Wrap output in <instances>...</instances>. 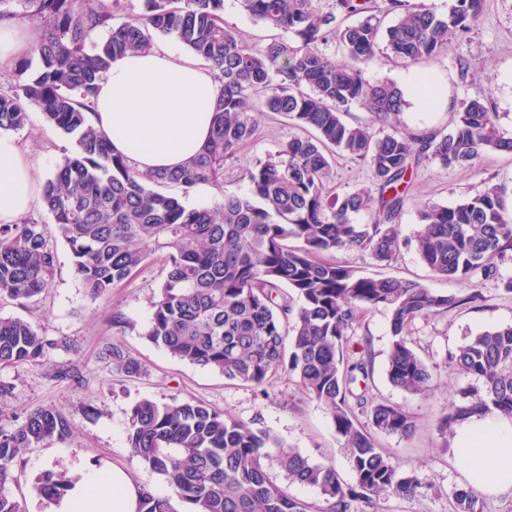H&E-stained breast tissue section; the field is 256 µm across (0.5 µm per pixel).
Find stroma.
Masks as SVG:
<instances>
[{"label":"stroma","instance_id":"35a3bbf8","mask_svg":"<svg viewBox=\"0 0 512 512\" xmlns=\"http://www.w3.org/2000/svg\"><path fill=\"white\" fill-rule=\"evenodd\" d=\"M460 58L467 61V69L457 66ZM364 73L369 81L390 80L403 90L407 104L394 121L397 128L448 132L460 104L478 97L494 107L502 126L511 130L512 0H486L472 30L454 39L448 52L437 58L406 64L382 57L366 66ZM423 74L431 77L441 92L440 99L427 109L412 85L413 78ZM299 133V128L281 115L259 114L253 138L224 165L225 190L249 194L250 187L241 177L243 168L275 157ZM17 136L28 154L41 162L46 176L61 162L68 146L37 111L30 113ZM370 183L366 164L336 156L327 184L330 193L342 194ZM495 183L506 186V201L512 204V154L490 153L468 168L422 159L410 183L408 201L396 219L402 238L409 241L398 261L384 267L367 252L339 250L330 256L336 264L353 267L363 275L411 279L433 293L463 300L445 313L416 319L408 331L409 344L432 373L431 388L424 395L406 393L388 381L387 357L393 338L387 309L365 312L351 336L350 356L369 365L368 399L403 407L416 421L412 436L377 432L375 444L403 473L416 475L423 484L415 497L383 496L371 507L359 502L357 512H457L454 492L465 487L466 481L455 462L452 437L440 435L437 426L449 401L461 400L464 391L482 389L483 383L456 371L448 356L478 332L512 325V293L504 287L512 279V257L499 261L497 278L469 285L433 273L410 241L419 226V205L433 202L451 207ZM49 245L56 253L57 265L52 284L39 301L23 309L9 299L0 300V315L30 319L48 338L59 342L39 363L0 368V427L10 428L16 418L34 409L53 407L67 415L72 429L66 439L29 449L15 463V480L8 490L24 512H48V504L35 491L41 474L69 475L78 464L96 469L117 466L137 488L170 494L167 479L135 457L128 443L131 409L143 399L161 404L189 399L204 402L266 431L311 461L335 466L343 482L353 483L349 452L327 407L308 396L296 378L284 376L257 388L180 361L146 340L143 332L162 277L159 259H151L108 297L93 301L80 286L67 246L56 238L50 239ZM473 292L478 293V300L467 302V295ZM116 310L125 317L124 324L117 327L112 324ZM112 343L141 362L144 374L129 377L113 369L102 357L103 349ZM68 367L78 371V380L59 377V370Z\"/></svg>","mask_w":512,"mask_h":512}]
</instances>
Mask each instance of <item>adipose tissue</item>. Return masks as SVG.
Wrapping results in <instances>:
<instances>
[{
  "label": "adipose tissue",
  "mask_w": 512,
  "mask_h": 512,
  "mask_svg": "<svg viewBox=\"0 0 512 512\" xmlns=\"http://www.w3.org/2000/svg\"><path fill=\"white\" fill-rule=\"evenodd\" d=\"M33 28L0 19V64L26 55ZM221 86L212 65L175 43L115 58L96 85L91 123L137 170L180 166L206 144ZM38 167L15 136L0 132V223L28 213L39 194ZM453 452L466 482L486 495L512 491V419L471 417L456 428ZM140 494L117 469L73 475L52 512H137Z\"/></svg>",
  "instance_id": "obj_1"
}]
</instances>
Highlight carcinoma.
<instances>
[{
    "label": "carcinoma",
    "mask_w": 512,
    "mask_h": 512,
    "mask_svg": "<svg viewBox=\"0 0 512 512\" xmlns=\"http://www.w3.org/2000/svg\"><path fill=\"white\" fill-rule=\"evenodd\" d=\"M120 2L0 0V17L23 19L39 30L30 54L8 65L16 86L0 94V131L22 128L35 108L71 143L41 189L52 223L0 224V298L24 307L50 287L56 266L51 236L68 247L75 275L94 301L158 255L166 273L143 336L228 380L262 387L280 374L297 378L328 407L349 450L352 485L333 466L312 462L202 401L141 400L131 411L128 442L142 463L168 478L172 496L144 491L138 512H174L173 496L184 512H311L269 479L271 448L289 482L320 491L325 507L316 512H355L358 501L415 496L419 479L403 474L376 447L370 430L407 437L416 423L403 408L373 404L358 391L369 372L364 360L350 358L348 336L368 309H389L394 341L388 380L424 394L432 374L408 344L407 330L462 299L434 294L413 280L364 276L325 255L368 252L385 265L396 262L404 241L393 221L421 158L470 166L484 154L512 153V131L479 98L462 104L444 136L396 127L379 136L346 122L344 112L356 101L374 122L391 127L406 105L404 93L393 83L366 80L364 66L377 60L382 45L407 63L449 51L451 36L479 20L484 0H455L446 16L432 0H388L389 11L398 14L389 25L372 0H336L334 13L321 12L314 0H239L267 29L294 37H274L262 47L224 24V0H143L142 12L127 19L116 14ZM158 35L175 36L212 63L223 94L202 153L184 167L142 173L112 154L87 112L112 58L146 49ZM331 39L344 61L318 48ZM34 58L40 68L30 75ZM259 112L286 117L304 135L244 170L250 195L228 193L224 164L252 138ZM337 154L367 163L373 187L329 194ZM198 185L216 190L211 205L189 208L174 193ZM504 193L491 185L453 207L423 204L414 236L422 261L448 279L496 276V259L512 254V212ZM361 212L371 213L372 222L353 223ZM289 239L297 245L286 244ZM56 346L31 321L0 315V367L35 364ZM104 356L130 377L144 372L114 344ZM451 361L459 373L483 380L484 388L465 394V404H450L441 432L473 414L512 417V325L476 334ZM356 407L367 413L371 429L360 424ZM70 432L68 417L52 407L34 409L0 430V512H22L5 492L16 460ZM68 485L64 474L50 471L37 490L52 504ZM454 497L459 512H480L472 487L455 490Z\"/></svg>",
    "instance_id": "obj_1"
}]
</instances>
